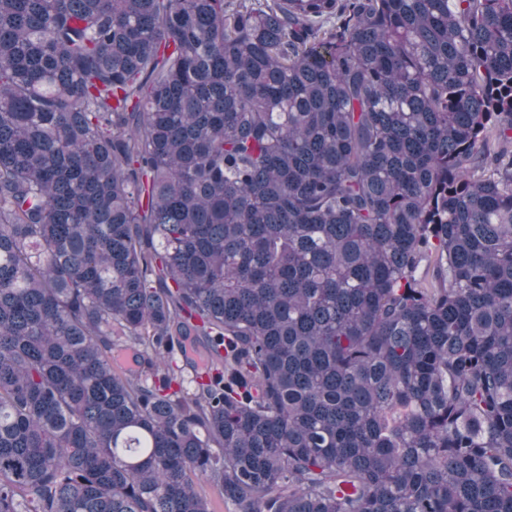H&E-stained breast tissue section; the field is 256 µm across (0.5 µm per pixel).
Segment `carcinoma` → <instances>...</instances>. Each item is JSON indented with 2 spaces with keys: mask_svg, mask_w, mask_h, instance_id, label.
Instances as JSON below:
<instances>
[{
  "mask_svg": "<svg viewBox=\"0 0 512 512\" xmlns=\"http://www.w3.org/2000/svg\"><path fill=\"white\" fill-rule=\"evenodd\" d=\"M294 2L0 0V512H512V0Z\"/></svg>",
  "mask_w": 512,
  "mask_h": 512,
  "instance_id": "carcinoma-1",
  "label": "carcinoma"
}]
</instances>
